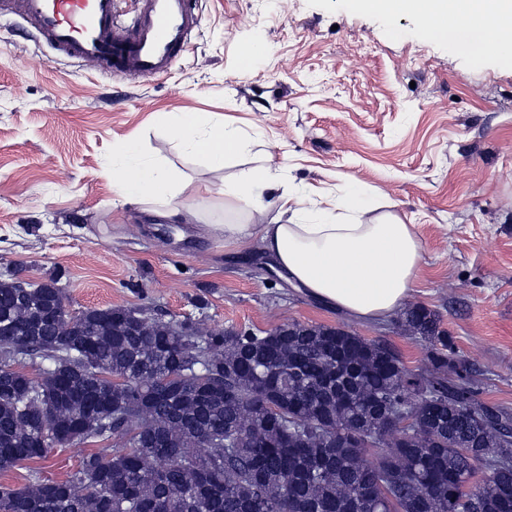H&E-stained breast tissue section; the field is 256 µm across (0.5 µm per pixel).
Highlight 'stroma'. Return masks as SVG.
<instances>
[{
    "label": "stroma",
    "mask_w": 512,
    "mask_h": 512,
    "mask_svg": "<svg viewBox=\"0 0 512 512\" xmlns=\"http://www.w3.org/2000/svg\"><path fill=\"white\" fill-rule=\"evenodd\" d=\"M196 8L189 49L160 80L57 56L18 17L0 16V273L57 279L75 314L131 306L205 330L341 326L420 373L428 345L402 313L363 322L332 311L268 276L257 244L224 242L223 225L249 218L221 188L251 169L269 168L281 192L322 208L353 178L373 216H399L422 242L410 305L439 314L478 400L512 409V65L475 62L415 16L351 0ZM254 42L267 53L242 72ZM166 112L222 117L245 149L210 170L174 147ZM128 136L193 188L181 222L115 195L112 148Z\"/></svg>",
    "instance_id": "1"
}]
</instances>
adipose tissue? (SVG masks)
<instances>
[{
	"label": "adipose tissue",
	"mask_w": 512,
	"mask_h": 512,
	"mask_svg": "<svg viewBox=\"0 0 512 512\" xmlns=\"http://www.w3.org/2000/svg\"><path fill=\"white\" fill-rule=\"evenodd\" d=\"M354 6L390 16L413 15L428 36L452 47L458 44L455 24L464 22L481 34L466 46L472 56L512 59V0H355ZM163 122L179 149L201 157L214 170L223 169L244 147L235 130L204 112H168ZM112 154V185L120 199L162 202L164 217L173 222L184 216L178 197L186 184L172 170L147 159L138 140L116 143ZM276 189V177L267 169L225 183L224 195L244 202L250 217L246 224L225 225V243L259 239L290 279L359 319H383L403 306L422 263V244L410 225L392 214L366 220L368 206L352 184L340 190L332 209L320 210V223L308 224L305 198L280 196ZM273 196L288 223L270 219Z\"/></svg>",
	"instance_id": "adipose-tissue-1"
}]
</instances>
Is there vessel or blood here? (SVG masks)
<instances>
[{"label": "vessel or blood", "mask_w": 512, "mask_h": 512, "mask_svg": "<svg viewBox=\"0 0 512 512\" xmlns=\"http://www.w3.org/2000/svg\"><path fill=\"white\" fill-rule=\"evenodd\" d=\"M118 0H0V11L18 16L57 54L95 59L103 73L115 76L168 74L186 51L200 17L189 0H142L128 36Z\"/></svg>", "instance_id": "b4317fda"}]
</instances>
